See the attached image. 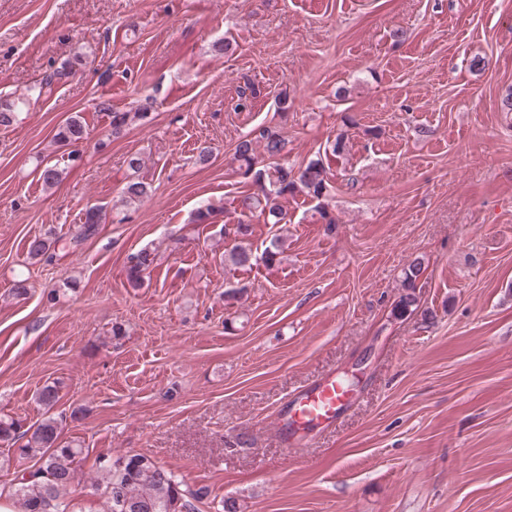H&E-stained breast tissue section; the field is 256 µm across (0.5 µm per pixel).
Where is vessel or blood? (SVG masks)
<instances>
[{
  "label": "vessel or blood",
  "mask_w": 512,
  "mask_h": 512,
  "mask_svg": "<svg viewBox=\"0 0 512 512\" xmlns=\"http://www.w3.org/2000/svg\"><path fill=\"white\" fill-rule=\"evenodd\" d=\"M348 400V388L333 376L325 377L299 392L286 403L277 420L283 446L295 445L298 438L313 428L334 423Z\"/></svg>",
  "instance_id": "1"
}]
</instances>
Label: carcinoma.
Listing matches in <instances>:
<instances>
[{"instance_id":"cac0c4a2","label":"carcinoma","mask_w":512,"mask_h":512,"mask_svg":"<svg viewBox=\"0 0 512 512\" xmlns=\"http://www.w3.org/2000/svg\"><path fill=\"white\" fill-rule=\"evenodd\" d=\"M78 58L65 61L53 73L37 80L29 89V96L41 98L54 84L76 72ZM18 102L8 95H0V127H10L16 118ZM148 117L146 112L112 113V136H119L125 126L134 120ZM87 133L83 116L76 114L60 125L54 139L64 146L76 147L83 143ZM261 145L270 163L258 165L256 145ZM286 141L279 131L260 127L238 141L235 159L245 173L251 175L258 191L240 199L242 213L257 216L267 224L288 223V212L283 202L297 194L313 200H321L327 194L326 169L322 160H312L306 166L295 169L284 162ZM149 186L137 178L128 180L121 195L128 204H136L148 197ZM101 224L99 208L86 209L84 223L72 237V244L79 243L98 231ZM248 225L236 224L235 239L229 256L232 264L239 267L251 265L252 250L244 245ZM52 242L47 238L34 237L28 241L27 253L36 260L48 254ZM149 267L148 255L139 253L130 258L127 279L137 288L142 285ZM423 275V263L415 259L404 271L403 287L410 290ZM19 446L20 463L14 465L11 489L13 512H42L41 506L48 498L55 502L53 512H83L79 503L69 496L77 474V467L85 459L82 444L61 438L59 421L51 416L27 429L13 418L0 419V441ZM34 461L35 471L25 465ZM92 485L105 499L103 512H197V503L207 497V489H192L173 471L157 464L150 457L127 452L101 456L95 459Z\"/></svg>"}]
</instances>
